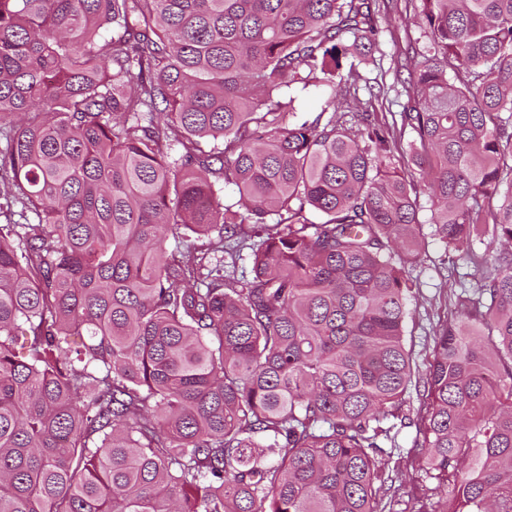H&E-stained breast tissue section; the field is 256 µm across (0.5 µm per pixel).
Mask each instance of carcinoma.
I'll return each instance as SVG.
<instances>
[{"label":"carcinoma","mask_w":512,"mask_h":512,"mask_svg":"<svg viewBox=\"0 0 512 512\" xmlns=\"http://www.w3.org/2000/svg\"><path fill=\"white\" fill-rule=\"evenodd\" d=\"M418 2L402 174L370 0H0V512H385L413 387L437 512H512V0ZM412 169L492 266L424 371Z\"/></svg>","instance_id":"carcinoma-1"}]
</instances>
